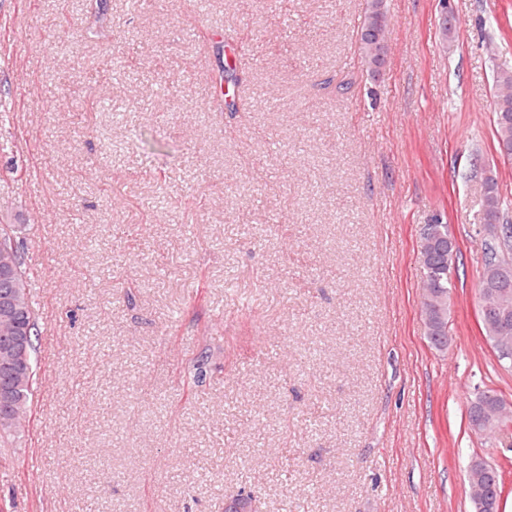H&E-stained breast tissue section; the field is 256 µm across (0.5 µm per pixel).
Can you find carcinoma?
<instances>
[{
  "label": "carcinoma",
  "instance_id": "cac0c4a2",
  "mask_svg": "<svg viewBox=\"0 0 512 512\" xmlns=\"http://www.w3.org/2000/svg\"><path fill=\"white\" fill-rule=\"evenodd\" d=\"M388 25L385 0H369L356 41L362 64L372 71L384 62ZM497 84L494 106L497 146L512 147V72L498 74ZM482 208L484 223L502 225V237L506 240V243H500L495 231L487 229L483 266L489 267L496 262L512 266V220L505 214L499 185L492 177L484 183ZM435 225L448 228L438 218L425 226L419 260L423 270L422 288L430 292L429 300L422 301V315L427 339L437 349L445 343L449 332L450 269L454 257L448 249L440 250L433 245L432 229ZM3 266L13 272L9 284L13 304L10 310L0 312V386L9 391V412L0 414V439L8 440L19 433L22 421L32 413L37 371L33 337L38 335V316L31 298L24 252L16 240L13 224H0V267ZM19 335L27 337L23 354L10 348L12 338ZM508 475H512L511 460L495 465L494 471L485 476L486 485L497 482L500 491L511 492V487L505 488Z\"/></svg>",
  "mask_w": 512,
  "mask_h": 512
}]
</instances>
